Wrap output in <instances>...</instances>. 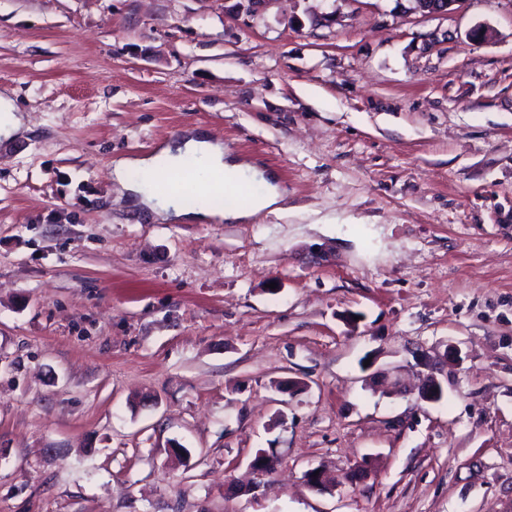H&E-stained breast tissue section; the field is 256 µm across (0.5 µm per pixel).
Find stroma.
<instances>
[{"mask_svg":"<svg viewBox=\"0 0 512 512\" xmlns=\"http://www.w3.org/2000/svg\"><path fill=\"white\" fill-rule=\"evenodd\" d=\"M4 87L0 512H512V0H0ZM190 130L286 211L119 196ZM0 134L9 137L23 129L22 116L17 115V108L6 90L0 91ZM197 155L205 163V173L198 177V194L202 199H210L223 195L225 188H231L243 183L260 182L265 188L263 193L252 197L249 205L227 207L222 210L202 203L194 209H186L172 198L156 194L151 181L161 180L169 174L179 172V166L184 155ZM131 169H137L147 175V183H133L127 178ZM113 173L116 181L127 191L140 197V202L148 206L161 220L174 219L192 220L198 224L213 218L223 219L227 224H247L253 217L263 211L277 212L282 210L287 191L275 183L277 178L273 173L266 175L258 166L240 160L236 155L209 138L187 134L180 143H169L149 156L123 158L115 163Z\"/></svg>","mask_w":512,"mask_h":512,"instance_id":"1","label":"stroma"}]
</instances>
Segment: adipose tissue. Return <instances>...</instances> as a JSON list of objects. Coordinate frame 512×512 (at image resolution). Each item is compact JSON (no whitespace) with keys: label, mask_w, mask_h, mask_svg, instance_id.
<instances>
[{"label":"adipose tissue","mask_w":512,"mask_h":512,"mask_svg":"<svg viewBox=\"0 0 512 512\" xmlns=\"http://www.w3.org/2000/svg\"><path fill=\"white\" fill-rule=\"evenodd\" d=\"M189 154L198 156L205 164L204 175L197 179L202 203L193 209L184 208L172 198L156 193L152 186L153 181L177 173L183 157ZM132 169L147 175V182H130L127 173ZM113 173L125 190L138 195L141 203L163 220L188 219L203 224L217 217L231 224H241L261 212L280 211L286 195L274 174L265 173L258 166L240 160L209 138L193 134L186 135L180 142L164 145L155 154L120 159ZM252 182L262 183L264 191L252 197L249 205L221 210L210 207L209 198L223 194L225 189Z\"/></svg>","instance_id":"ef3b65f1"}]
</instances>
